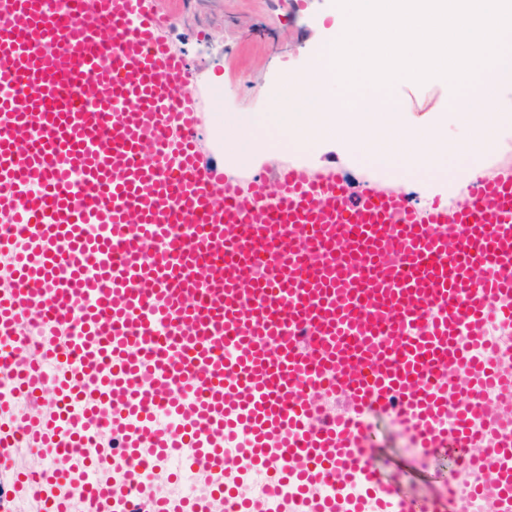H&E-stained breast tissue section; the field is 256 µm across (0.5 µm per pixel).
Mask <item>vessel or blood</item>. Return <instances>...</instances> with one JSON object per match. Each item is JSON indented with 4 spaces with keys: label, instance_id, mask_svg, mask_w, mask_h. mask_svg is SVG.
Returning <instances> with one entry per match:
<instances>
[{
    "label": "vessel or blood",
    "instance_id": "obj_1",
    "mask_svg": "<svg viewBox=\"0 0 512 512\" xmlns=\"http://www.w3.org/2000/svg\"><path fill=\"white\" fill-rule=\"evenodd\" d=\"M170 20L150 0H0V365L48 465L14 469L0 403V471L41 512H68L89 463L85 512H267L258 470L288 512H341L354 483L392 512H457L463 473L512 512V368L469 354L512 325V164L426 211L338 171L241 185L196 149ZM388 406L439 495L383 460L361 416ZM172 448L213 501L163 495Z\"/></svg>",
    "mask_w": 512,
    "mask_h": 512
}]
</instances>
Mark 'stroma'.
<instances>
[{"label": "stroma", "mask_w": 512, "mask_h": 512, "mask_svg": "<svg viewBox=\"0 0 512 512\" xmlns=\"http://www.w3.org/2000/svg\"><path fill=\"white\" fill-rule=\"evenodd\" d=\"M165 36L192 72L193 88L216 82L228 112L270 110L268 90L303 74L311 55L322 50L343 18L335 0H178ZM407 98L401 113L410 126L430 124L446 112L453 89L444 79L395 86ZM306 167L346 173L357 184H398L421 206L446 201L449 189L433 178L396 179L387 170L360 162L342 142H328L300 155Z\"/></svg>", "instance_id": "1"}]
</instances>
